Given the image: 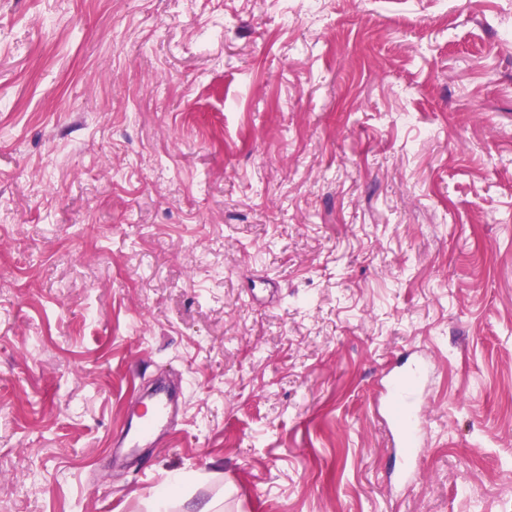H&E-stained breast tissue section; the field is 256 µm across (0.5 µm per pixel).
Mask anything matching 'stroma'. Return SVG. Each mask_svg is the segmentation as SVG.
Segmentation results:
<instances>
[{
	"label": "stroma",
	"mask_w": 512,
	"mask_h": 512,
	"mask_svg": "<svg viewBox=\"0 0 512 512\" xmlns=\"http://www.w3.org/2000/svg\"><path fill=\"white\" fill-rule=\"evenodd\" d=\"M176 474L178 512H512V0H0V512ZM426 359H417L412 363H403L400 370L389 375L383 394L377 399L375 413L388 429L390 436L401 437L404 447H417L418 432L408 423V405L414 401L425 372ZM402 383L408 385L404 402L395 394ZM137 404L144 406L146 413L150 408L151 414L144 423L133 425L131 418L126 424L121 439L129 448H139L142 439L152 430L169 424L179 409V397L177 392L167 387L163 381H159L152 389L140 395Z\"/></svg>",
	"instance_id": "stroma-1"
}]
</instances>
